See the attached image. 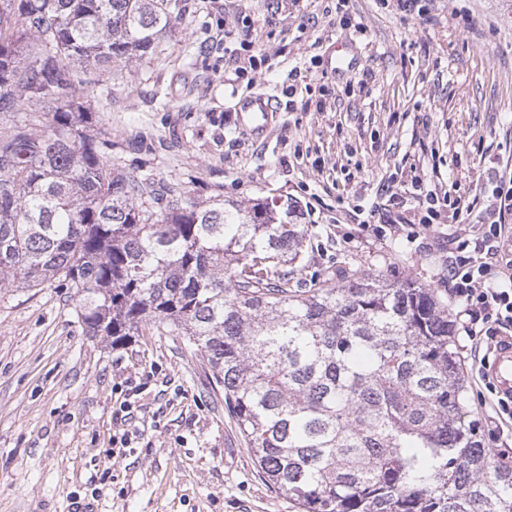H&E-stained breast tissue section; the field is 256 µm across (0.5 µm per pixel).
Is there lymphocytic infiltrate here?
<instances>
[{
    "label": "lymphocytic infiltrate",
    "instance_id": "1",
    "mask_svg": "<svg viewBox=\"0 0 512 512\" xmlns=\"http://www.w3.org/2000/svg\"><path fill=\"white\" fill-rule=\"evenodd\" d=\"M415 201L414 223H438L449 216L458 224H478L475 238L455 235L452 242L456 254L448 261V287L459 304L457 316L469 338L485 350L473 369L488 391L494 392L492 409L495 421L512 422V397L496 392L493 378L487 371L491 353L512 337V259H506L499 250V242L508 231L507 215L512 214V175L499 174L495 178L492 198L485 208H478L471 200L455 192L440 190L416 179L411 183ZM388 202L376 209L357 204L352 208L360 216L361 230L375 236H386L394 225L405 223L402 190L387 186Z\"/></svg>",
    "mask_w": 512,
    "mask_h": 512
}]
</instances>
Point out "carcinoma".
Returning <instances> with one entry per match:
<instances>
[{
  "label": "carcinoma",
  "mask_w": 512,
  "mask_h": 512,
  "mask_svg": "<svg viewBox=\"0 0 512 512\" xmlns=\"http://www.w3.org/2000/svg\"><path fill=\"white\" fill-rule=\"evenodd\" d=\"M170 0H0V288L58 280L86 334L201 352L298 512H512L437 289L388 273L306 287L296 206L204 203L112 164L88 75L143 59ZM52 104L43 112L41 103Z\"/></svg>",
  "instance_id": "obj_1"
}]
</instances>
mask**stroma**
Instances as JSON below:
<instances>
[{
	"label": "stroma",
	"instance_id": "1",
	"mask_svg": "<svg viewBox=\"0 0 512 512\" xmlns=\"http://www.w3.org/2000/svg\"><path fill=\"white\" fill-rule=\"evenodd\" d=\"M331 0H179L176 25L148 58L103 73L99 116L112 161L204 199L221 193L302 206L307 284L387 272L449 296L454 225H403L378 238L347 206L386 203L413 177L487 201L489 172L512 165V0H422V16L348 0L354 26L329 24ZM228 20L252 22L266 61L253 84L226 78ZM357 66H332L337 45ZM273 96L261 139L235 107ZM324 109H316L317 100ZM73 289L58 281L0 289V512H295L257 467L202 354L182 337L112 347L86 335ZM145 392L126 423L112 410L128 383ZM130 433L125 455L112 440Z\"/></svg>",
	"mask_w": 512,
	"mask_h": 512
}]
</instances>
